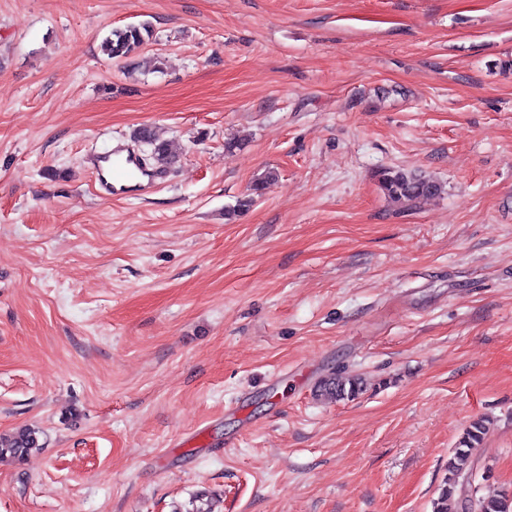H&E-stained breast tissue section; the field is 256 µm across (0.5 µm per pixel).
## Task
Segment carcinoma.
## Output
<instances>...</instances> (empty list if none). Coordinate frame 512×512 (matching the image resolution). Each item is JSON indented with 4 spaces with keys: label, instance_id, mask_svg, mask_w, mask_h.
<instances>
[{
    "label": "carcinoma",
    "instance_id": "obj_1",
    "mask_svg": "<svg viewBox=\"0 0 512 512\" xmlns=\"http://www.w3.org/2000/svg\"><path fill=\"white\" fill-rule=\"evenodd\" d=\"M152 38L151 29L146 26H127L111 31L102 44L103 51L114 59H129ZM159 163L170 165L176 155L172 145L158 137L149 127L136 132ZM380 187L387 198L402 207L412 206L421 200L440 195L441 184L431 176L419 171L401 168H386L380 173ZM362 391V381L353 376L332 372L320 383V392L335 401L355 398ZM487 432V420L478 418L465 429L458 444L448 458V475L433 500V512H512V495L491 488L479 486L470 498L455 497L459 482L470 481L473 475L471 448L480 442ZM40 448L38 431L20 427L9 434H0V459L24 460Z\"/></svg>",
    "mask_w": 512,
    "mask_h": 512
}]
</instances>
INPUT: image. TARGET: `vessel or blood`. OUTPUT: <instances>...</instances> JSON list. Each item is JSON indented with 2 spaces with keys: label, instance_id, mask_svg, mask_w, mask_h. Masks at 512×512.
Here are the masks:
<instances>
[{
  "label": "vessel or blood",
  "instance_id": "obj_1",
  "mask_svg": "<svg viewBox=\"0 0 512 512\" xmlns=\"http://www.w3.org/2000/svg\"><path fill=\"white\" fill-rule=\"evenodd\" d=\"M88 166L97 176L100 192L109 196L142 197L166 180L164 171L145 168L121 139L107 152L91 155Z\"/></svg>",
  "mask_w": 512,
  "mask_h": 512
}]
</instances>
